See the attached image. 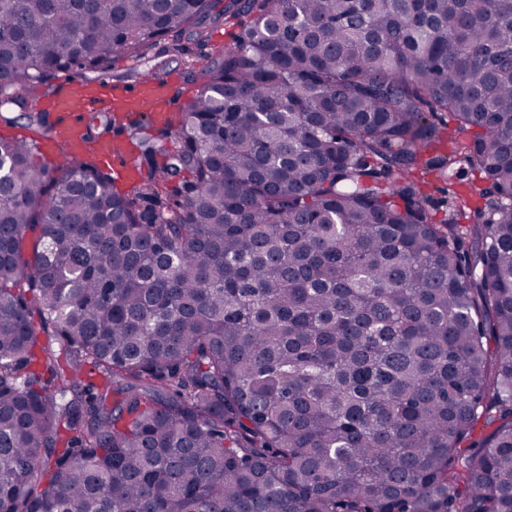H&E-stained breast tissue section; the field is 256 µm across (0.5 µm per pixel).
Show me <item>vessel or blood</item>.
Masks as SVG:
<instances>
[{
    "mask_svg": "<svg viewBox=\"0 0 512 512\" xmlns=\"http://www.w3.org/2000/svg\"><path fill=\"white\" fill-rule=\"evenodd\" d=\"M170 85V78L149 77L116 94L107 95L92 84L65 82L60 84L56 93L44 102L43 107L61 117L59 130L63 137L75 138L81 133L82 112L93 106L110 111L148 112L154 117H161ZM98 155L104 164L115 169L118 176H128L129 170L124 156L115 152L113 140L105 139L99 142Z\"/></svg>",
    "mask_w": 512,
    "mask_h": 512,
    "instance_id": "b4317fda",
    "label": "vessel or blood"
}]
</instances>
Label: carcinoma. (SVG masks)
I'll list each match as a JSON object with an SVG mask.
<instances>
[{
    "label": "carcinoma",
    "mask_w": 512,
    "mask_h": 512,
    "mask_svg": "<svg viewBox=\"0 0 512 512\" xmlns=\"http://www.w3.org/2000/svg\"><path fill=\"white\" fill-rule=\"evenodd\" d=\"M214 7L0 0V112ZM224 22L131 191L0 136V512H512V0ZM457 165L467 225L421 187ZM455 184V190L459 191L461 194L470 199V205L472 208H476L477 206H481L484 202L477 194L472 193L471 189L474 185H481L482 187H486V183L480 181L479 175L477 173H465L461 177L456 178L453 176V180L451 181Z\"/></svg>",
    "instance_id": "carcinoma-1"
}]
</instances>
